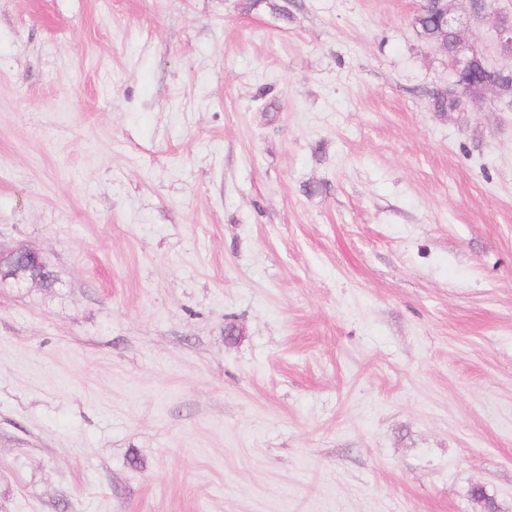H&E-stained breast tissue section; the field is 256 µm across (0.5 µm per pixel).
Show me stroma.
Returning <instances> with one entry per match:
<instances>
[{
    "instance_id": "obj_1",
    "label": "stroma",
    "mask_w": 512,
    "mask_h": 512,
    "mask_svg": "<svg viewBox=\"0 0 512 512\" xmlns=\"http://www.w3.org/2000/svg\"><path fill=\"white\" fill-rule=\"evenodd\" d=\"M418 6L0 0V512H512V95ZM423 12H418L415 16L417 25L421 33L429 40L448 36V47H453V37L451 30L443 26L442 17L437 8V0H421ZM46 266L39 252L23 244L7 249L0 246V283L41 287Z\"/></svg>"
}]
</instances>
